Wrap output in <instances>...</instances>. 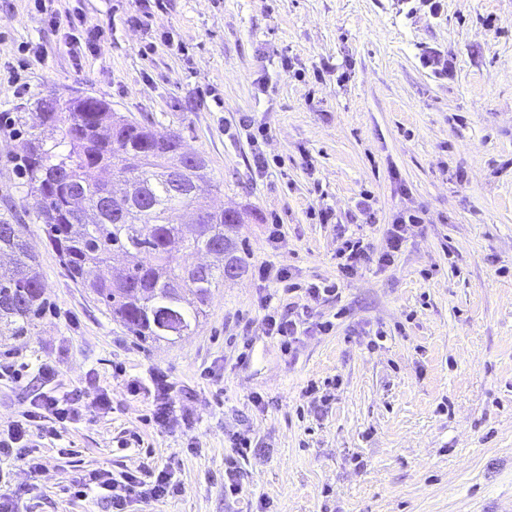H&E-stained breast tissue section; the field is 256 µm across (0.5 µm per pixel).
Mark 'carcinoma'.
Masks as SVG:
<instances>
[{"instance_id":"carcinoma-1","label":"carcinoma","mask_w":512,"mask_h":512,"mask_svg":"<svg viewBox=\"0 0 512 512\" xmlns=\"http://www.w3.org/2000/svg\"><path fill=\"white\" fill-rule=\"evenodd\" d=\"M41 124L57 125L62 137L49 145L33 135L17 164L35 219L70 277L92 294L132 335L147 341L188 336L199 324L212 289L224 284L222 265L193 268V257L223 244L229 263L243 274L234 239L242 213L214 210L184 217L193 205L195 184L213 186L209 166L189 164L177 132L159 134L147 121L110 111L102 100L49 99ZM133 187L129 200L112 204L99 171ZM182 263L170 259L173 247ZM130 259L122 272L104 271L112 255ZM0 335L25 336L45 308L37 256L16 223L12 208L0 213Z\"/></svg>"}]
</instances>
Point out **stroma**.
I'll return each instance as SVG.
<instances>
[{
    "label": "stroma",
    "instance_id": "35a3bbf8",
    "mask_svg": "<svg viewBox=\"0 0 512 512\" xmlns=\"http://www.w3.org/2000/svg\"><path fill=\"white\" fill-rule=\"evenodd\" d=\"M49 7L52 25L34 0H0V213L25 224L48 306L24 340L0 339L23 374L0 382V427L42 393L43 363L62 389L107 388L112 409L39 441V472L0 462L30 512H109L74 495L77 478L145 462L179 491L130 512H512V0ZM81 19L94 39L74 29ZM431 51L446 72L426 65ZM71 94L181 133L218 184L199 206L246 211L249 271L213 289L192 335L132 336L71 280L32 216L13 157L32 126L60 141L39 104ZM249 126L264 129L259 142ZM409 212L421 224L378 263ZM347 233L376 258L350 278L336 265ZM263 263L298 285L280 291V314L333 329L282 350L263 321ZM312 283L339 292L313 299ZM158 374L173 387L165 427L151 418ZM235 434L252 446L236 498L224 492Z\"/></svg>",
    "mask_w": 512,
    "mask_h": 512
}]
</instances>
